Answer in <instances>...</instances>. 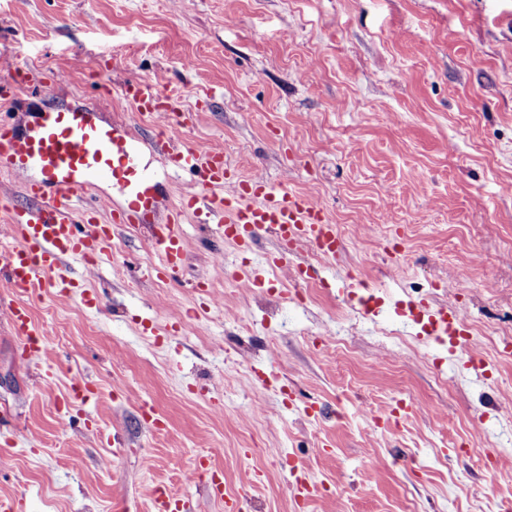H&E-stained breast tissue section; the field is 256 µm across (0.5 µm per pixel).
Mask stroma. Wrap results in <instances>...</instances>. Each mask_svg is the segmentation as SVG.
<instances>
[{
	"instance_id": "35a3bbf8",
	"label": "stroma",
	"mask_w": 512,
	"mask_h": 512,
	"mask_svg": "<svg viewBox=\"0 0 512 512\" xmlns=\"http://www.w3.org/2000/svg\"><path fill=\"white\" fill-rule=\"evenodd\" d=\"M0 61L58 71L69 101L137 125L172 205L182 180L151 144L166 120L108 96L179 87L200 111L173 144L318 201L342 239L336 258L297 254L317 279L251 291L234 274L264 267L271 233L243 251L189 217L182 273L159 281L141 273L152 225L119 229L94 263L68 259L75 288L20 294L46 343L31 364L0 310V414L16 419L0 494L18 512H150L155 484L224 512L192 475L205 454L247 512L512 502V0H0ZM36 179L0 171V244ZM443 306L469 323L452 350L411 319ZM77 382L93 395L73 399Z\"/></svg>"
}]
</instances>
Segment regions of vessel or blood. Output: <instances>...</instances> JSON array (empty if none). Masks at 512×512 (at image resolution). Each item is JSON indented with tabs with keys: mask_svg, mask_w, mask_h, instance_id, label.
Listing matches in <instances>:
<instances>
[{
	"mask_svg": "<svg viewBox=\"0 0 512 512\" xmlns=\"http://www.w3.org/2000/svg\"><path fill=\"white\" fill-rule=\"evenodd\" d=\"M34 81L32 73L12 68L0 78V99L13 100L26 94ZM115 100L131 104L140 117H164L177 102L175 92L160 89L147 79L131 80L114 89ZM140 138L129 123H103L92 108L76 105L41 113L26 132L0 120V170L37 168L41 178L27 188L30 206L15 210L11 236L15 246L0 257V286L11 293L42 286L67 290L72 285L64 270L73 256L90 261L102 254L117 226L151 221L156 210V186L142 167L134 144ZM155 150L162 154L171 173L188 177L191 190L182 206L169 210L154 241L160 250L158 264L148 267V276L164 280L175 274L188 243L179 226L185 209L196 215L219 219L226 239L241 246L252 244L260 232H275L282 245L268 259L272 268L287 267L291 279L306 281L310 266L289 262V249L314 248L323 256L336 253V227L326 221L322 205L285 187H274L260 176L233 178L221 151L199 144L172 145L167 135H158ZM118 185L126 203L102 201L96 208L75 210L78 193L93 189L100 181ZM108 223H100L101 212ZM7 315L28 360H38L44 348L35 339L36 330L26 306L11 301ZM468 324L459 311L444 307L429 313L423 327L426 336L447 340L457 347Z\"/></svg>",
	"mask_w": 512,
	"mask_h": 512,
	"instance_id": "obj_1",
	"label": "vessel or blood"
}]
</instances>
